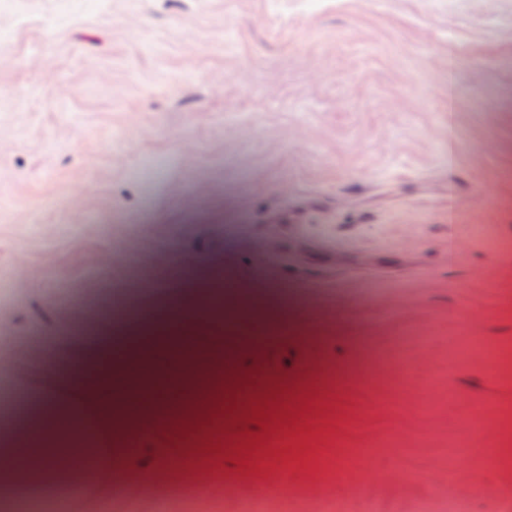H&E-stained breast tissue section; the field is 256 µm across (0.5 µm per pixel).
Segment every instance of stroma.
<instances>
[{
	"instance_id": "obj_1",
	"label": "stroma",
	"mask_w": 512,
	"mask_h": 512,
	"mask_svg": "<svg viewBox=\"0 0 512 512\" xmlns=\"http://www.w3.org/2000/svg\"><path fill=\"white\" fill-rule=\"evenodd\" d=\"M217 267L267 310L223 350L222 434L311 386L312 431L212 468L207 413L179 409L203 371L125 425L82 512H512V0L0 8V388L33 394L0 460Z\"/></svg>"
}]
</instances>
